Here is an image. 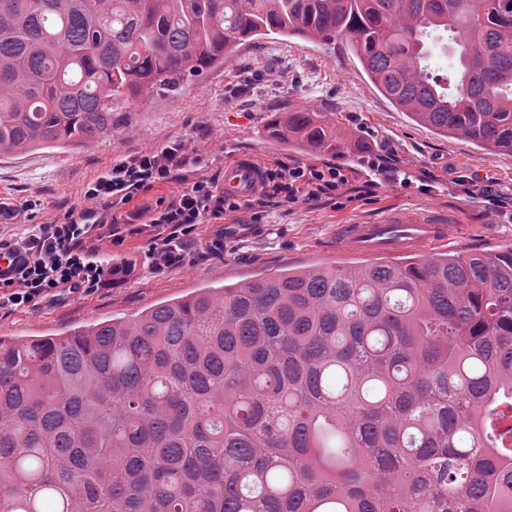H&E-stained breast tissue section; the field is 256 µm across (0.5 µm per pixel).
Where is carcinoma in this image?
Masks as SVG:
<instances>
[{"instance_id": "cac0c4a2", "label": "carcinoma", "mask_w": 512, "mask_h": 512, "mask_svg": "<svg viewBox=\"0 0 512 512\" xmlns=\"http://www.w3.org/2000/svg\"><path fill=\"white\" fill-rule=\"evenodd\" d=\"M271 33L345 37L396 109L512 152V0H0V155L93 143ZM268 135L343 140L315 112ZM504 406L512 247L202 288L0 338V512H512ZM430 71L432 75L438 76L445 83L451 79L453 85V75L457 69V60L443 54L437 47H432V55L429 60Z\"/></svg>"}]
</instances>
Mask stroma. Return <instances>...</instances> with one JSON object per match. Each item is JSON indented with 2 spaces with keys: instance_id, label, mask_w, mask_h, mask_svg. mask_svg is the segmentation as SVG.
Returning <instances> with one entry per match:
<instances>
[{
  "instance_id": "stroma-1",
  "label": "stroma",
  "mask_w": 512,
  "mask_h": 512,
  "mask_svg": "<svg viewBox=\"0 0 512 512\" xmlns=\"http://www.w3.org/2000/svg\"><path fill=\"white\" fill-rule=\"evenodd\" d=\"M299 110L319 113L330 126L351 133L355 148L313 156L266 138L272 117ZM171 139L184 140L191 159L182 180L139 192L128 206L138 215L132 232L109 250L113 263L133 265V272L89 296L75 293L54 306L1 314L0 337L59 335L97 319L127 318L198 288L327 265L316 246L328 229L390 203L414 208L432 203L458 215V223L448 227L449 252L512 246V153L485 151L411 120L373 88L346 41L324 45L265 36L177 93H154L117 110L111 135L88 146L0 156V201L14 206L35 201L32 223H61L79 205L82 184L113 157L149 152ZM234 148L256 151L268 168L341 166L351 197L325 196L290 208L271 198L263 204L251 200L215 223L199 225V242L181 265L154 271L156 231L149 220L157 200L178 196L196 178L222 175ZM228 224H254L258 230L226 250L216 239ZM470 224L481 225V236H468Z\"/></svg>"
}]
</instances>
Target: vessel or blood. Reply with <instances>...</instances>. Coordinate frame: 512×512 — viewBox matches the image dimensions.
Listing matches in <instances>:
<instances>
[{
	"label": "vessel or blood",
	"instance_id": "vessel-or-blood-1",
	"mask_svg": "<svg viewBox=\"0 0 512 512\" xmlns=\"http://www.w3.org/2000/svg\"><path fill=\"white\" fill-rule=\"evenodd\" d=\"M265 168L256 154L237 152L224 162L225 197L246 202L259 194ZM448 214L433 207L404 209L385 206L374 218H357L337 225L325 249L344 254L376 255L433 248L448 241Z\"/></svg>",
	"mask_w": 512,
	"mask_h": 512
}]
</instances>
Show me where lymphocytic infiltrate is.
<instances>
[{
    "instance_id": "f902f5d3",
    "label": "lymphocytic infiltrate",
    "mask_w": 512,
    "mask_h": 512,
    "mask_svg": "<svg viewBox=\"0 0 512 512\" xmlns=\"http://www.w3.org/2000/svg\"><path fill=\"white\" fill-rule=\"evenodd\" d=\"M188 161L186 144L180 139L113 160L82 187V205L71 209L60 224L26 223L25 208L1 202L0 222L17 225L18 230L9 240H0V251L21 255L22 263L14 275H0V310L23 309L104 286L112 273V258L86 242L102 236L115 244L123 240L122 227L115 221L104 222V214L123 209L141 191L175 180ZM266 176L291 206L331 194L348 182L338 166L281 164L267 170ZM236 207V202L225 199L214 176L200 178L176 198L158 200L151 220L157 229L154 270L181 263L194 243L195 227L223 218L225 211Z\"/></svg>"
}]
</instances>
